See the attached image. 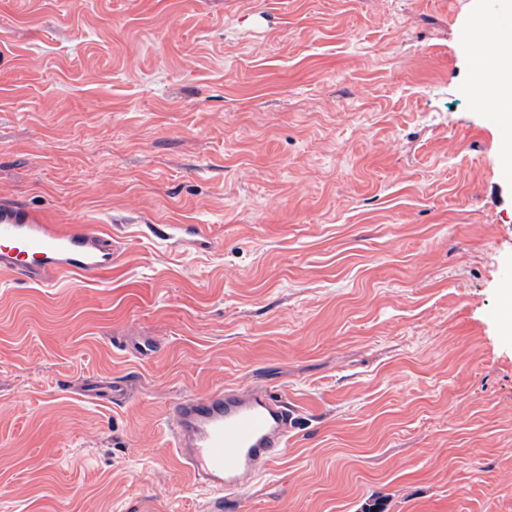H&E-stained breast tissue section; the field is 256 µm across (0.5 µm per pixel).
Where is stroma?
I'll return each instance as SVG.
<instances>
[{
    "label": "stroma",
    "mask_w": 512,
    "mask_h": 512,
    "mask_svg": "<svg viewBox=\"0 0 512 512\" xmlns=\"http://www.w3.org/2000/svg\"><path fill=\"white\" fill-rule=\"evenodd\" d=\"M486 6L0 0V199L114 247L104 278L0 273V512H214L163 448L224 385L297 426L223 512H512Z\"/></svg>",
    "instance_id": "stroma-1"
}]
</instances>
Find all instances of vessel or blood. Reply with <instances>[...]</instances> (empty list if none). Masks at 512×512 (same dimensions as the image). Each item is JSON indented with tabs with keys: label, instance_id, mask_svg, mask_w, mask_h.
Listing matches in <instances>:
<instances>
[{
	"label": "vessel or blood",
	"instance_id": "1",
	"mask_svg": "<svg viewBox=\"0 0 512 512\" xmlns=\"http://www.w3.org/2000/svg\"><path fill=\"white\" fill-rule=\"evenodd\" d=\"M112 236L89 224H51L43 213L0 201V271L53 287L66 274L102 278L112 271ZM167 444L196 485L216 503L248 485L288 446L294 416L271 392L218 387L177 401Z\"/></svg>",
	"mask_w": 512,
	"mask_h": 512
}]
</instances>
